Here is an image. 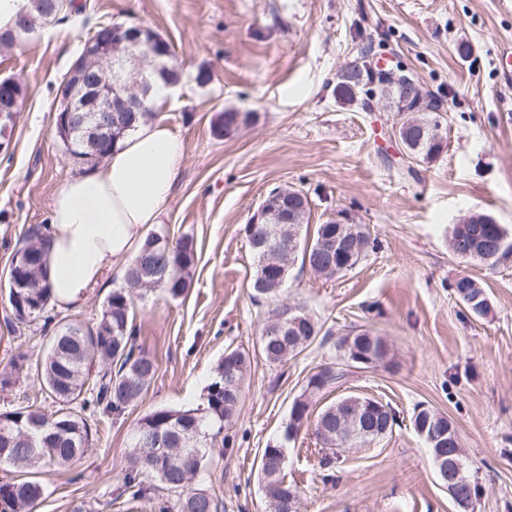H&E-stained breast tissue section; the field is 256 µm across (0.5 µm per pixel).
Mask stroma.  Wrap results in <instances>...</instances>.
I'll return each mask as SVG.
<instances>
[{
  "label": "stroma",
  "instance_id": "35a3bbf8",
  "mask_svg": "<svg viewBox=\"0 0 512 512\" xmlns=\"http://www.w3.org/2000/svg\"><path fill=\"white\" fill-rule=\"evenodd\" d=\"M82 9L9 51L0 77L27 85L10 147L0 153V363L36 362L39 326L14 321L7 302L11 257L32 226L51 222V202L79 170L54 127L59 87L87 35L101 24L148 27L172 47L181 80L155 108L184 144L172 195L155 232L191 237L197 251L186 297L135 298L137 346L158 371L137 406L88 415L90 448L71 467L44 470L38 512H155L120 493L132 436L158 408L196 407L225 350L251 356L237 414L193 487L218 512H264L259 453L278 436L309 377L337 360V341L369 329L387 337L388 363L354 370L312 398L320 411L347 394L388 403L398 423L360 448H325L310 430L287 444L285 474L299 512H456L438 482L411 416L423 405L448 417L481 494L474 512H512V256L464 263L450 230L473 212L512 232V83L496 59L512 46V0H77ZM371 47L412 68L444 102L447 147L408 171L395 113L336 97V72ZM209 80L198 84V72ZM247 115L227 134L221 113ZM302 190L310 221L369 225L377 247L327 280L293 266L282 301L304 305L323 334L277 366L256 356L272 302L254 300L244 227L278 187ZM486 287V318L467 316L451 284L460 274ZM121 273H109L61 323L94 324Z\"/></svg>",
  "mask_w": 512,
  "mask_h": 512
}]
</instances>
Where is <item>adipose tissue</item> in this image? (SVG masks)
<instances>
[{"instance_id":"obj_1","label":"adipose tissue","mask_w":512,"mask_h":512,"mask_svg":"<svg viewBox=\"0 0 512 512\" xmlns=\"http://www.w3.org/2000/svg\"><path fill=\"white\" fill-rule=\"evenodd\" d=\"M184 153L160 120L144 118L89 174L70 180L51 204L47 281L58 307H74L108 273L122 271L160 223Z\"/></svg>"}]
</instances>
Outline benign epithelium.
I'll return each mask as SVG.
<instances>
[{
  "mask_svg": "<svg viewBox=\"0 0 512 512\" xmlns=\"http://www.w3.org/2000/svg\"><path fill=\"white\" fill-rule=\"evenodd\" d=\"M147 28L140 24L114 23L97 40L88 42L81 56L74 62L60 87L61 103L56 109V131L68 140L77 134L102 159L101 153L112 138V113L135 114L147 107L150 94L149 72L156 69L159 56L169 55L168 43L162 38H145ZM367 68L380 76L375 89L370 93V102L387 101L392 90L399 88L404 101L415 100L422 104L425 91L414 72L406 65L396 67L388 60L375 56L356 59L344 65L337 74L358 90L362 86L360 71ZM27 89L22 79L11 76L0 81V152L10 146L11 133L16 123ZM277 211L271 199L263 200L250 216L248 223L258 225ZM322 247L336 254V273L344 271L342 258L350 241L328 234ZM298 308L285 304L275 317L277 333L297 324L302 317L295 315ZM431 434L428 443L437 442L442 448L456 447L455 437L444 431L440 434L429 424H420V434ZM460 451L448 452V467L440 474L441 486L452 498H457L456 487L462 480Z\"/></svg>",
  "mask_w": 512,
  "mask_h": 512,
  "instance_id": "obj_1",
  "label": "benign epithelium"
}]
</instances>
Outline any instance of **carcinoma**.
<instances>
[{
  "instance_id": "1",
  "label": "carcinoma",
  "mask_w": 512,
  "mask_h": 512,
  "mask_svg": "<svg viewBox=\"0 0 512 512\" xmlns=\"http://www.w3.org/2000/svg\"><path fill=\"white\" fill-rule=\"evenodd\" d=\"M180 80L177 68L163 59L158 71L151 77L152 84L175 83ZM436 113L421 107L397 120L398 140L410 162L431 163L440 157L443 144L430 142L427 128ZM288 215L299 224H309L310 203L301 190L285 189ZM336 228L344 237L362 245L344 260L346 270L353 269L374 248V239L366 224L340 222L317 224L313 233L295 235V243L278 252L252 249L254 267L251 286L258 296L273 299L277 293L262 287L267 281L268 269L279 265L290 272L296 259L309 266L316 274L331 279L335 272L331 260L321 252V237L330 228ZM504 245L503 254L512 252V237L503 225L493 220H476L455 228L450 237L452 253L465 244L470 248H485L469 257L471 261L494 265L499 258L489 251L496 243ZM50 237L41 227L26 232V245L12 256L9 281L16 287L8 288V302L14 319L21 324L54 319L50 288L45 278ZM196 262L193 239L183 237L171 243H158L147 236L135 257L125 270V286L115 288L103 302L100 317L93 328L81 324H66L46 337L45 353L37 365L40 384L49 397L62 408L47 414L31 405L19 406L0 413V465L6 464L18 476L0 481V512H36L44 496L43 486L34 475L43 469L70 466L81 459L89 447V425L83 412L93 410L103 415L123 414L138 404L149 389L157 373L154 358L136 351L137 324L133 307V292L138 285L159 288L171 299L183 297L192 282ZM455 294L474 318H484L490 312L486 289L477 279L464 275L457 282ZM260 336L258 351L262 360L278 365L308 348L319 336L322 326L311 317L303 319L287 335H278L270 329ZM353 342L358 350L379 361L389 359L387 340L371 330L357 333ZM341 362L321 367L307 382L306 392L292 403L283 434L269 441L261 449L259 472L266 499V512H297V486L285 480L277 468V456L286 443L296 436L311 417L309 396L334 386L340 387L353 365L340 355ZM102 362L109 369L90 376L94 363ZM27 357L18 354L8 366L0 369V391L16 384L26 367ZM250 358L238 349L224 352L214 374L205 387L203 402L193 410L159 408L141 419L135 435L131 465L123 477L125 488L133 495L151 498V487L145 479L154 478L165 489L176 495L175 503L157 504L159 512H217V504L204 490L190 488L191 481L201 474L214 441L224 431V423L231 421L238 410L241 388L250 369ZM366 400L360 395H345L324 408L316 417L314 433L321 444L329 447H358L370 444L391 433L396 422L392 408L383 405L384 412L376 419L375 430L359 435L348 443L339 433V414L356 411ZM80 404V412L72 405Z\"/></svg>"
}]
</instances>
